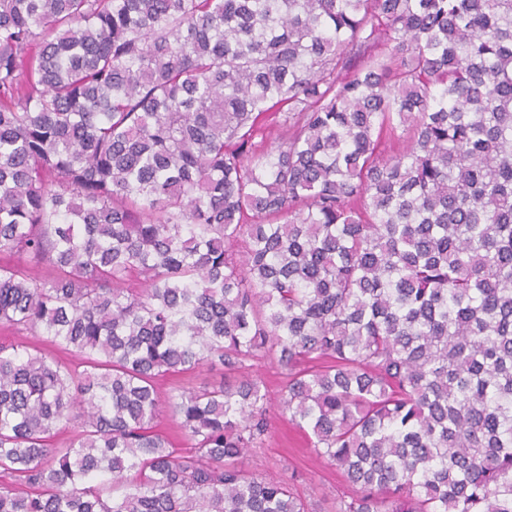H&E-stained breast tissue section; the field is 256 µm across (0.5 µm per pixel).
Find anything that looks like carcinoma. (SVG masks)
<instances>
[{
    "label": "carcinoma",
    "instance_id": "obj_1",
    "mask_svg": "<svg viewBox=\"0 0 512 512\" xmlns=\"http://www.w3.org/2000/svg\"><path fill=\"white\" fill-rule=\"evenodd\" d=\"M4 252L0 512H316L261 362L334 512H512V0H0ZM258 371L266 381L272 403L276 405L281 397L280 369L273 364L260 363L258 365ZM221 378L222 371L218 368L210 370L204 367L180 378H166L160 382V388L164 394H177L180 387L199 388L220 381ZM271 434L264 448L254 450L244 458L245 464L263 476L276 477L283 465L306 475L299 483L300 494L312 507H329L335 498L347 496L351 488L335 468L319 463L311 448L276 413L270 414ZM324 499H327L324 502Z\"/></svg>",
    "mask_w": 512,
    "mask_h": 512
}]
</instances>
